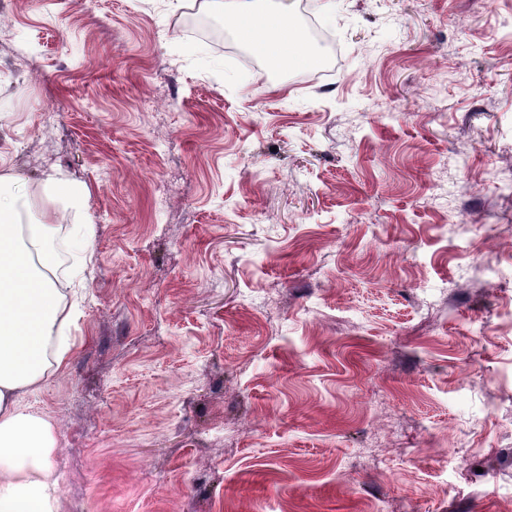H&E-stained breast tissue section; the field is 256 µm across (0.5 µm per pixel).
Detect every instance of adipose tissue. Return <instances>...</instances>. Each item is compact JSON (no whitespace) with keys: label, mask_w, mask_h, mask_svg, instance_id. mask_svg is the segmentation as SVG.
Here are the masks:
<instances>
[{"label":"adipose tissue","mask_w":512,"mask_h":512,"mask_svg":"<svg viewBox=\"0 0 512 512\" xmlns=\"http://www.w3.org/2000/svg\"><path fill=\"white\" fill-rule=\"evenodd\" d=\"M170 13L217 12L255 54L290 67L315 58L288 17V0H168ZM30 195L15 174L0 173V512H52L55 482L51 457L56 438L49 421L20 400L71 351L67 328L76 289L92 261L87 225L61 229L44 209L26 224ZM67 235L73 249L68 276L56 273V243Z\"/></svg>","instance_id":"1"}]
</instances>
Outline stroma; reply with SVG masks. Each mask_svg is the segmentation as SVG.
Masks as SVG:
<instances>
[{"label": "stroma", "instance_id": "35a3bbf8", "mask_svg": "<svg viewBox=\"0 0 512 512\" xmlns=\"http://www.w3.org/2000/svg\"><path fill=\"white\" fill-rule=\"evenodd\" d=\"M164 2L0 0V170L90 191L53 512H512V294L445 292L512 274V0H335L255 74Z\"/></svg>", "mask_w": 512, "mask_h": 512}]
</instances>
